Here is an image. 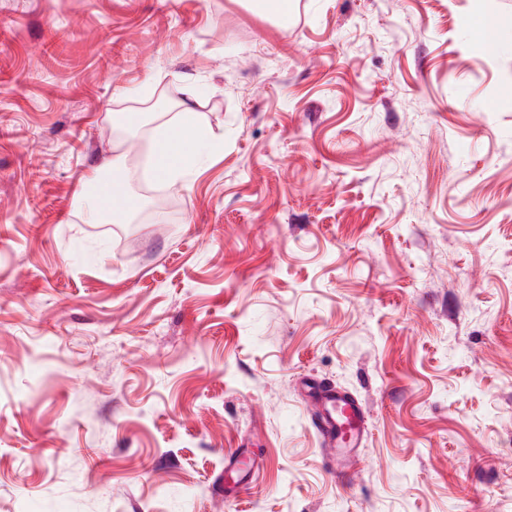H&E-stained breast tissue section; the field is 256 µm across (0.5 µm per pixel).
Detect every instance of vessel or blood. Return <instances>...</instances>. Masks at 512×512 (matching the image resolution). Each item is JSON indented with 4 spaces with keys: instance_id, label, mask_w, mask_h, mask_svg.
Masks as SVG:
<instances>
[{
    "instance_id": "vessel-or-blood-1",
    "label": "vessel or blood",
    "mask_w": 512,
    "mask_h": 512,
    "mask_svg": "<svg viewBox=\"0 0 512 512\" xmlns=\"http://www.w3.org/2000/svg\"><path fill=\"white\" fill-rule=\"evenodd\" d=\"M308 391L319 414L317 430L324 442L339 449L359 447L368 432L361 405L330 385L312 384Z\"/></svg>"
}]
</instances>
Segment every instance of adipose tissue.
Masks as SVG:
<instances>
[{"instance_id":"adipose-tissue-1","label":"adipose tissue","mask_w":512,"mask_h":512,"mask_svg":"<svg viewBox=\"0 0 512 512\" xmlns=\"http://www.w3.org/2000/svg\"><path fill=\"white\" fill-rule=\"evenodd\" d=\"M196 98L194 86H187L186 99L176 119L158 124L153 129L156 146V170L160 177L177 182L186 180L205 159L207 150L220 148L221 143L213 134L201 130L192 112L191 103ZM111 171V180H104V171ZM124 182L120 158L105 159L101 166L90 169L85 183L90 189L87 207L93 223L108 224L112 221V206L116 193Z\"/></svg>"}]
</instances>
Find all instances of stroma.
Returning a JSON list of instances; mask_svg holds the SVG:
<instances>
[{
	"mask_svg": "<svg viewBox=\"0 0 512 512\" xmlns=\"http://www.w3.org/2000/svg\"><path fill=\"white\" fill-rule=\"evenodd\" d=\"M477 18L512 0H0V512H512V48ZM190 83L224 146L143 179ZM305 380L363 408L344 464ZM107 170H112L111 182L103 179V172ZM123 171L120 157H113L106 158L100 167L92 168L87 172L85 183L91 192L86 202L93 223L112 224L114 208H118L115 195L117 189L124 183Z\"/></svg>",
	"mask_w": 512,
	"mask_h": 512,
	"instance_id": "stroma-1",
	"label": "stroma"
}]
</instances>
